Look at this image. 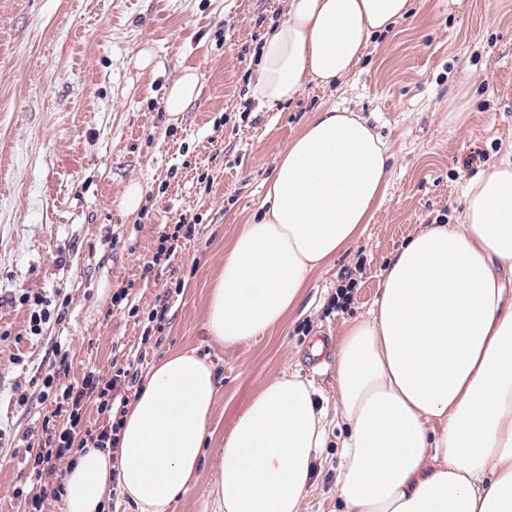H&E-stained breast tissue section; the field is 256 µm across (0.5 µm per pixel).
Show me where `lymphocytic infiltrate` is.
I'll use <instances>...</instances> for the list:
<instances>
[{
	"label": "lymphocytic infiltrate",
	"mask_w": 512,
	"mask_h": 512,
	"mask_svg": "<svg viewBox=\"0 0 512 512\" xmlns=\"http://www.w3.org/2000/svg\"><path fill=\"white\" fill-rule=\"evenodd\" d=\"M141 358L128 356L121 366L113 367L110 378H102L97 369H87L81 383L55 387V374H46L44 383L52 388V399L66 419L60 427H43L40 446H26L22 455L31 485L24 501L29 512H42L46 499H61V470L64 462L75 460L86 448L118 451L122 419L139 383ZM96 406L102 424L91 423L89 406Z\"/></svg>",
	"instance_id": "1"
}]
</instances>
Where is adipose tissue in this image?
Wrapping results in <instances>:
<instances>
[{"label":"adipose tissue","mask_w":512,"mask_h":512,"mask_svg":"<svg viewBox=\"0 0 512 512\" xmlns=\"http://www.w3.org/2000/svg\"><path fill=\"white\" fill-rule=\"evenodd\" d=\"M410 0H288L264 39L251 96L331 86ZM387 144L345 109L317 115L279 156L261 218L224 253L206 330L220 345L281 325L313 270L361 235L390 184ZM342 512H512V159L472 178L458 221L429 224L395 251L368 317L334 361ZM218 395L193 351L162 358L135 395L120 457L84 449L63 478V512H106L118 485L136 512H173L195 486ZM329 438L327 412L298 374L262 385L217 451L213 512H300Z\"/></svg>","instance_id":"1"}]
</instances>
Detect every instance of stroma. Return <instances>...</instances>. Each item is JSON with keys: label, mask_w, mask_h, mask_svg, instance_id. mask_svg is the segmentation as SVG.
<instances>
[{"label": "stroma", "mask_w": 512, "mask_h": 512, "mask_svg": "<svg viewBox=\"0 0 512 512\" xmlns=\"http://www.w3.org/2000/svg\"><path fill=\"white\" fill-rule=\"evenodd\" d=\"M288 0H0V490L7 512L27 486L22 442L60 424L42 378L58 341L69 349L58 382L143 348L145 368L193 350L213 363L219 394L194 488L174 512H203L219 473L217 448L265 383L288 372L312 381L336 409L334 355L367 316L391 254L428 224L457 221L469 180L512 156V0H411L409 16L372 38L344 79L308 81L270 109L249 93L257 52ZM153 53L139 67L141 50ZM195 73L196 97L166 108L169 87ZM345 108L389 148L390 184L352 246L308 280L299 309L277 329L232 347L204 327L211 283L242 225L261 215L278 156L316 113ZM467 112L463 125L448 121ZM476 155L464 166L467 155ZM139 186V208L122 199ZM195 222L194 241L144 272L165 229ZM355 280L335 306L339 285ZM126 289L137 314L112 306ZM42 295L60 320L29 330ZM169 322L141 335L150 307ZM342 427L330 425L302 512H336Z\"/></svg>", "instance_id": "35a3bbf8"}]
</instances>
